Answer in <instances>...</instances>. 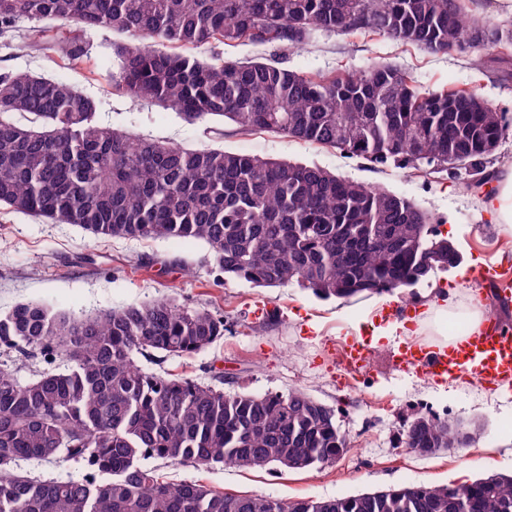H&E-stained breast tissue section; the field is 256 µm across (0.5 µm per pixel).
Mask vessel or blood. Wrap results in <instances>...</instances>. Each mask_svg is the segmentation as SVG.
<instances>
[{
  "mask_svg": "<svg viewBox=\"0 0 512 512\" xmlns=\"http://www.w3.org/2000/svg\"><path fill=\"white\" fill-rule=\"evenodd\" d=\"M396 364L425 376L457 379L469 374L496 385L512 384V329L487 319L478 331L458 337L437 350L418 345L399 347Z\"/></svg>",
  "mask_w": 512,
  "mask_h": 512,
  "instance_id": "obj_1",
  "label": "vessel or blood"
}]
</instances>
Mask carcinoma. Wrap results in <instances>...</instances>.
<instances>
[{
    "label": "carcinoma",
    "instance_id": "1",
    "mask_svg": "<svg viewBox=\"0 0 512 512\" xmlns=\"http://www.w3.org/2000/svg\"><path fill=\"white\" fill-rule=\"evenodd\" d=\"M473 0H0V35L24 20L75 25L63 58L88 56L86 31L124 34L112 87L188 124L274 131L362 158L371 168L435 166L487 183L483 161L506 132L474 87L423 91L402 70L306 75L279 62L207 61L157 47L243 43L303 50L314 36L367 31L441 53L512 45ZM482 36L469 43L466 36ZM509 55L474 62L512 77ZM0 206L94 238L199 239L227 279L291 282L320 299L404 291L460 259L414 200L319 166L210 147L189 149L104 123L95 99L28 72L0 74ZM224 336V316L156 299L66 316L38 302L0 315V352L63 358L24 380L0 362V512H282L281 499L169 483L144 466L320 468L350 450L336 412L303 391L254 394L139 367L135 354L190 356ZM459 421L419 414L404 443L435 455L466 448ZM75 461L80 479L41 480L25 461ZM288 512H512V474L461 485L390 486L291 500Z\"/></svg>",
    "mask_w": 512,
    "mask_h": 512
}]
</instances>
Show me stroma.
I'll return each mask as SVG.
<instances>
[{"mask_svg":"<svg viewBox=\"0 0 512 512\" xmlns=\"http://www.w3.org/2000/svg\"><path fill=\"white\" fill-rule=\"evenodd\" d=\"M86 63L71 67L62 56L0 37V73L25 71L61 79L93 97L99 118L141 136L186 148L203 146L264 157L316 163L338 174L381 186L415 200L431 212L453 241L461 263L416 285L412 293L359 300H321L298 285L261 288L225 279L209 261L205 243L185 239L97 240L68 224L0 207V313L34 301L71 315L118 310L157 298H174L223 315L224 335L190 356L138 358L145 371L178 374L224 388L225 392L288 393L301 389L333 407L351 449L320 469L279 471L193 467L149 460L164 480L195 481L220 492L281 499L333 498L393 485H458L482 475L512 473V390H496L477 377L434 379L392 367L397 346L436 340L430 309L450 297L457 310L480 302L485 314L512 326V303L501 309L488 289L471 282L468 271L491 263L512 273V235L490 223L479 192L466 191L460 177L443 171L425 175L392 166L375 171L338 150L311 145L279 133L245 135L225 127L223 136L205 124L184 122L174 111L115 90L107 77L117 59L121 35L87 31ZM225 58L276 57L288 68L312 75L365 71L388 64L409 73L424 90L476 87L489 104L512 121V81L476 72L474 52L433 53L415 45L368 34H319L297 52L261 45L224 47ZM408 335L367 348L361 368L348 371L344 352L356 337L392 321ZM471 423L480 434L470 447L422 457L404 445L403 429L417 413Z\"/></svg>","mask_w":512,"mask_h":512,"instance_id":"1","label":"stroma"}]
</instances>
